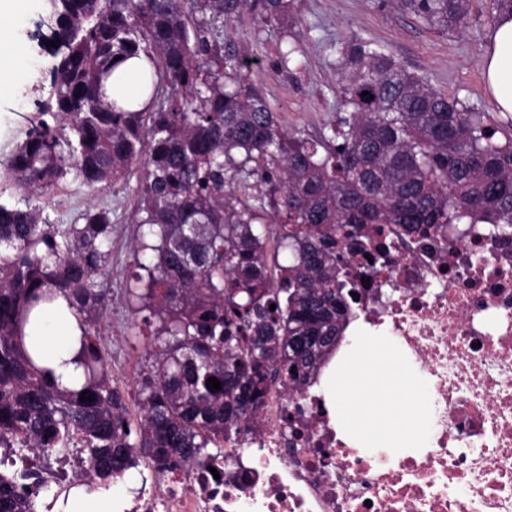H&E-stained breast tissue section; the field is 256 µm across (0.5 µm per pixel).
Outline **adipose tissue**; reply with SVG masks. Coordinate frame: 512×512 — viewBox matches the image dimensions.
<instances>
[{
    "label": "adipose tissue",
    "instance_id": "1",
    "mask_svg": "<svg viewBox=\"0 0 512 512\" xmlns=\"http://www.w3.org/2000/svg\"><path fill=\"white\" fill-rule=\"evenodd\" d=\"M146 67L141 57L121 64L105 84L108 100L126 108H141L148 99L141 79ZM484 72L498 111L512 113V18L496 26L484 58ZM26 334L27 344L38 351L40 365L51 370L55 382L79 388L84 378L71 359L78 350L81 330L67 298L57 296L51 306L37 312Z\"/></svg>",
    "mask_w": 512,
    "mask_h": 512
}]
</instances>
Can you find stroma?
Wrapping results in <instances>:
<instances>
[{
	"label": "stroma",
	"instance_id": "35a3bbf8",
	"mask_svg": "<svg viewBox=\"0 0 512 512\" xmlns=\"http://www.w3.org/2000/svg\"><path fill=\"white\" fill-rule=\"evenodd\" d=\"M298 25L292 43L300 50L301 67L282 70L277 62L279 31L244 20L224 31V49L249 63L248 75L274 106L290 133L316 136L336 120V68L329 44L358 34L387 45L408 70L423 76L438 91L459 98L481 112L495 139L512 141V114L500 116L488 91L483 60L494 30L489 0H471L460 32L440 36L396 11L389 0H297ZM53 23L45 0H28L17 32L29 56L16 63L20 76L14 87L0 94V146L22 136L47 102L52 90ZM139 172L97 193L67 179L47 196L44 214L53 224L78 223L90 206L112 208V273L101 278L99 289L107 304L101 323V342L112 376L122 393H136V381L147 341L135 335L125 291L131 282L132 248L137 240L135 214Z\"/></svg>",
	"mask_w": 512,
	"mask_h": 512
}]
</instances>
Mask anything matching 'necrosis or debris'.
<instances>
[{
    "instance_id": "necrosis-or-debris-1",
    "label": "necrosis or debris",
    "mask_w": 512,
    "mask_h": 512,
    "mask_svg": "<svg viewBox=\"0 0 512 512\" xmlns=\"http://www.w3.org/2000/svg\"><path fill=\"white\" fill-rule=\"evenodd\" d=\"M375 260L349 252L342 275L364 324L427 376L433 443L419 457L359 456L336 437L320 379L272 387L255 426L205 464L140 476L112 512H512V238L485 224L366 229ZM0 468L30 502L80 482L77 450L46 468L34 452Z\"/></svg>"
}]
</instances>
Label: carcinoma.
<instances>
[{
    "label": "carcinoma",
    "instance_id": "carcinoma-1",
    "mask_svg": "<svg viewBox=\"0 0 512 512\" xmlns=\"http://www.w3.org/2000/svg\"><path fill=\"white\" fill-rule=\"evenodd\" d=\"M392 4L439 35L460 30L469 10V0ZM50 11L52 97L0 161V182L27 193L0 202V448L57 460L84 448L108 483L138 448L159 472L199 461L255 423L271 387L306 384L335 350L354 315L341 264L355 231L489 224L512 237V143L373 39L331 47L340 112L330 133L283 129L223 35L249 15L286 38L295 0H54ZM505 17L512 0H490L492 23ZM298 53L279 47L280 66L301 65ZM140 55L154 93L170 95L137 111L106 103L103 82ZM140 164L146 231L127 293L151 344L134 426L95 331L112 209L52 224L38 196L71 174L104 189ZM59 293L83 332L75 363L91 402L49 379L24 345L33 309ZM210 377L221 389L207 388ZM0 512H31L2 474Z\"/></svg>",
    "mask_w": 512,
    "mask_h": 512
}]
</instances>
